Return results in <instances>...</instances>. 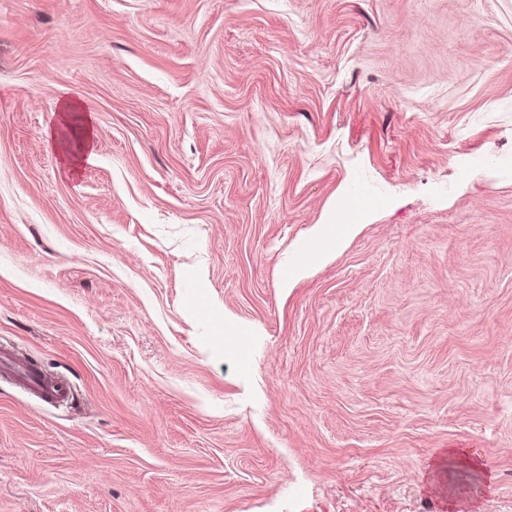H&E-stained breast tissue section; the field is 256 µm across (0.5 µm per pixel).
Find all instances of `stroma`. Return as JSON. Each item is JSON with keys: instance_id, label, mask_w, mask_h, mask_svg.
Instances as JSON below:
<instances>
[{"instance_id": "stroma-1", "label": "stroma", "mask_w": 512, "mask_h": 512, "mask_svg": "<svg viewBox=\"0 0 512 512\" xmlns=\"http://www.w3.org/2000/svg\"><path fill=\"white\" fill-rule=\"evenodd\" d=\"M1 343L0 512H512V0H0ZM79 111L80 113L78 114L72 113ZM60 112H63L60 129L59 131H55L54 129L48 131V138L50 140L58 142L62 131V125L73 129V127L70 124V120L74 119L79 121L80 124L78 125L79 131L78 135L76 136V145L74 148L68 150L67 155H65V159L66 162L70 164L71 167L74 169H76V167L80 165L93 163L96 158V132L93 124V118L86 112H83L80 103L73 98L64 99L61 102ZM14 380L42 401L52 405H63L71 398L70 385L46 375L29 363L25 356L12 347L0 345V378Z\"/></svg>"}]
</instances>
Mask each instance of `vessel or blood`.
I'll list each match as a JSON object with an SVG mask.
<instances>
[{"label":"vessel or blood","mask_w":512,"mask_h":512,"mask_svg":"<svg viewBox=\"0 0 512 512\" xmlns=\"http://www.w3.org/2000/svg\"><path fill=\"white\" fill-rule=\"evenodd\" d=\"M0 378L24 384L32 394L52 405L68 403L72 395L67 382L49 377L18 350L3 345H0Z\"/></svg>","instance_id":"vessel-or-blood-1"}]
</instances>
